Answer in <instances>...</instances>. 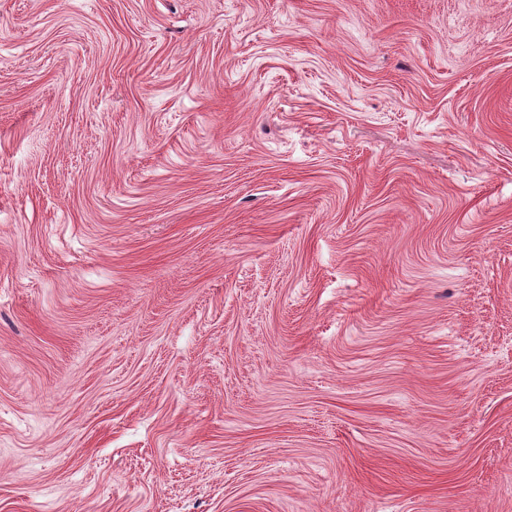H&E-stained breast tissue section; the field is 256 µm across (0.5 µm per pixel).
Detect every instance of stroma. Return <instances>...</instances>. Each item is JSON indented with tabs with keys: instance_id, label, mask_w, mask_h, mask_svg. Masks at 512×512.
<instances>
[{
	"instance_id": "35a3bbf8",
	"label": "stroma",
	"mask_w": 512,
	"mask_h": 512,
	"mask_svg": "<svg viewBox=\"0 0 512 512\" xmlns=\"http://www.w3.org/2000/svg\"><path fill=\"white\" fill-rule=\"evenodd\" d=\"M0 512H512V0H0Z\"/></svg>"
}]
</instances>
